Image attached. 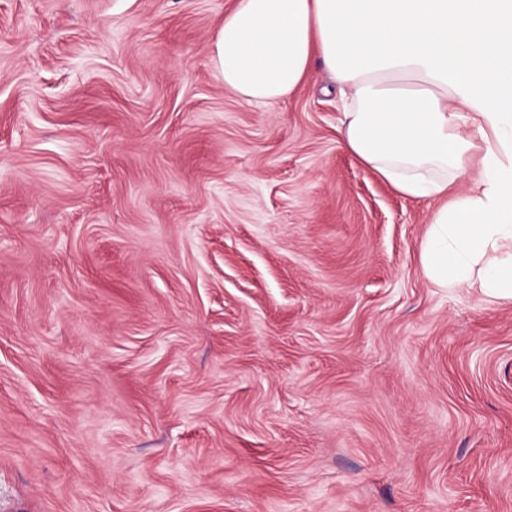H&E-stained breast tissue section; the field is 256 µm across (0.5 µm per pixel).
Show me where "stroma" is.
I'll return each mask as SVG.
<instances>
[{
    "mask_svg": "<svg viewBox=\"0 0 512 512\" xmlns=\"http://www.w3.org/2000/svg\"><path fill=\"white\" fill-rule=\"evenodd\" d=\"M232 6L0 0V512H512V301L322 63L225 88Z\"/></svg>",
    "mask_w": 512,
    "mask_h": 512,
    "instance_id": "stroma-1",
    "label": "stroma"
}]
</instances>
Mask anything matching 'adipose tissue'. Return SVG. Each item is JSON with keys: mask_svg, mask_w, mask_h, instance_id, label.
<instances>
[{"mask_svg": "<svg viewBox=\"0 0 512 512\" xmlns=\"http://www.w3.org/2000/svg\"><path fill=\"white\" fill-rule=\"evenodd\" d=\"M317 60L346 148L402 195L444 201L424 275L512 300V0H235L211 44L217 78L256 104Z\"/></svg>", "mask_w": 512, "mask_h": 512, "instance_id": "1", "label": "adipose tissue"}]
</instances>
